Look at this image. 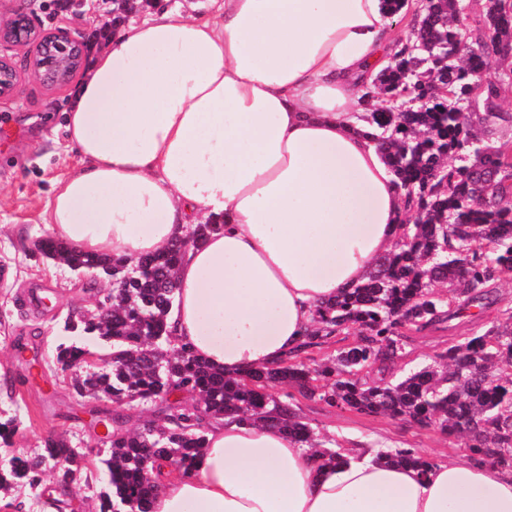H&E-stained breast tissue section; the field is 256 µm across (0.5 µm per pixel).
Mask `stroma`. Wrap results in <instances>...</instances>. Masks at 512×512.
<instances>
[{"label":"stroma","mask_w":512,"mask_h":512,"mask_svg":"<svg viewBox=\"0 0 512 512\" xmlns=\"http://www.w3.org/2000/svg\"><path fill=\"white\" fill-rule=\"evenodd\" d=\"M150 0H113L106 12L74 13L68 0H0V20L15 11L28 14L46 32L66 28L77 32L86 52L105 47L116 34L112 20L148 18ZM33 46H0V56L15 64L19 81L12 96L0 99V415L14 418L11 446L0 447V466L17 454L41 452L50 436L66 437L81 455L77 482L69 486L74 512H100L107 474L101 464L107 448L89 425L97 401L79 397L65 374L57 372L53 357L69 313L92 308L112 290L109 280L79 274L36 251L38 239L49 236L48 203L58 181L81 165L68 140L64 109L71 85L51 89L27 68ZM499 301L479 317H452L402 339L397 358L370 371L369 380L398 379L430 364L436 354L465 338L482 334L512 307V274L497 288ZM28 352L18 354V344ZM301 414L324 439L344 447L363 442L383 448H415L433 460L465 461L461 441L434 429H423L403 419L364 416L315 399L300 402Z\"/></svg>","instance_id":"stroma-1"}]
</instances>
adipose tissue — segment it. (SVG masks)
I'll list each match as a JSON object with an SVG mask.
<instances>
[{
    "instance_id": "adipose-tissue-1",
    "label": "adipose tissue",
    "mask_w": 512,
    "mask_h": 512,
    "mask_svg": "<svg viewBox=\"0 0 512 512\" xmlns=\"http://www.w3.org/2000/svg\"><path fill=\"white\" fill-rule=\"evenodd\" d=\"M395 21L381 0H222L206 20L122 27L69 105L82 165L50 203L53 235L130 264L220 220L178 268L173 343L229 375L281 363L399 239L404 198L361 103ZM344 456L226 417L151 512H512V471Z\"/></svg>"
}]
</instances>
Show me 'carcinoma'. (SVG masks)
<instances>
[{
    "instance_id": "obj_1",
    "label": "carcinoma",
    "mask_w": 512,
    "mask_h": 512,
    "mask_svg": "<svg viewBox=\"0 0 512 512\" xmlns=\"http://www.w3.org/2000/svg\"><path fill=\"white\" fill-rule=\"evenodd\" d=\"M464 0H426L414 17L409 41L373 78L361 100L380 94L387 105L371 112V137L384 151L395 187L414 223L405 225L394 250L377 261L363 284L316 312L321 327L300 349L270 370L227 377L193 352L171 346L175 271L185 257L165 247L133 266L75 251L48 238L40 254L75 272L112 280L111 310L93 308L66 317L54 363L80 397L117 404H147L178 393L198 396L138 431L123 417L107 425L108 458L102 460L110 492L101 512H150L157 476L174 461L189 471L206 435L203 423L235 414L276 423L289 437L318 449L328 463L344 460L339 442L328 447L300 416L299 398L368 416L403 418L462 440L471 463L512 470V311L483 334L436 355L435 363L397 381L369 382L363 373L402 350V331L424 328L450 311L461 315L476 302H495L488 287L512 273V163L506 145L485 137L475 123L499 117L502 85L512 80L499 47L512 42V13L504 0H484L477 37L463 23ZM413 99L412 110L403 104ZM354 330L358 339L322 363L301 354L333 334ZM112 345L105 366L86 370L82 342ZM289 388L274 399L267 387ZM77 452L62 437L43 450L12 458L0 469V493L19 484L37 489L48 461ZM380 458L425 473L431 462L414 448H394Z\"/></svg>"
}]
</instances>
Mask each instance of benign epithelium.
<instances>
[{
  "label": "benign epithelium",
  "instance_id": "benign-epithelium-1",
  "mask_svg": "<svg viewBox=\"0 0 512 512\" xmlns=\"http://www.w3.org/2000/svg\"><path fill=\"white\" fill-rule=\"evenodd\" d=\"M35 43V55L28 67L33 74L49 87L66 85L79 69V54L83 41L65 31L40 32L27 17L13 18L0 24V45H24ZM17 69L14 63L0 57V97L11 95L17 85Z\"/></svg>",
  "mask_w": 512,
  "mask_h": 512
}]
</instances>
